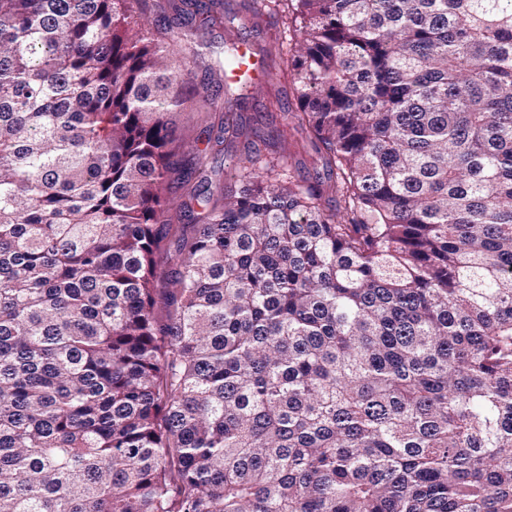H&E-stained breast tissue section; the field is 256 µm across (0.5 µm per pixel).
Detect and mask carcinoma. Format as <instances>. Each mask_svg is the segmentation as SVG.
<instances>
[{
    "label": "carcinoma",
    "instance_id": "carcinoma-1",
    "mask_svg": "<svg viewBox=\"0 0 512 512\" xmlns=\"http://www.w3.org/2000/svg\"><path fill=\"white\" fill-rule=\"evenodd\" d=\"M157 7L0 0V512H512V0H243L301 182ZM215 112H184L183 113V123H182V136L183 142L185 144V149H189L190 145L195 144V139L197 138L201 127H203L204 122L202 119L206 115L214 116Z\"/></svg>",
    "mask_w": 512,
    "mask_h": 512
}]
</instances>
